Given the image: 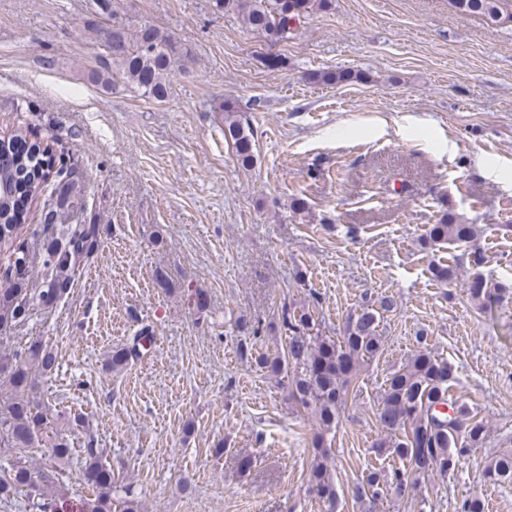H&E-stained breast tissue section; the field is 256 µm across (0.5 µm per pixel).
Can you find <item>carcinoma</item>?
Returning <instances> with one entry per match:
<instances>
[{
	"label": "carcinoma",
	"mask_w": 512,
	"mask_h": 512,
	"mask_svg": "<svg viewBox=\"0 0 512 512\" xmlns=\"http://www.w3.org/2000/svg\"><path fill=\"white\" fill-rule=\"evenodd\" d=\"M333 0H211L218 13L233 12L262 35L275 29L280 40L307 23L309 17L328 9ZM507 0H457L453 8L463 16L476 15L492 28L512 22V11L505 9ZM102 40L112 42V54L98 59V65L88 70L93 84L106 88L130 87L141 96L162 101L170 91V75L181 69L183 51L173 37L144 25L137 30L125 24H113L112 29L97 32ZM312 79L324 84L362 81L364 76L349 70L322 71ZM224 112V139L229 143L244 170L252 167L255 139L249 124L242 122L236 103L227 99L220 107ZM29 156L0 158V246L13 241L19 218L12 206L17 186L29 183L32 194L46 196L43 223L56 224L59 232L43 243L41 268L44 289L39 301L57 302L69 293L74 274L81 261L99 247L107 228L99 224H69L71 210L82 206V183L75 169L60 161L56 170L46 169L35 175L39 145ZM479 228L458 216L443 213L430 225L421 245L431 249L441 244L454 245L474 241ZM24 265L0 277V332L26 320L33 306L27 277L33 261L23 257ZM468 298L479 310L496 302L512 298V285L491 281L481 273L472 274L467 287ZM393 309L388 297L376 305L360 307L347 321L341 339L325 336L320 330L314 311L282 307L278 313L280 328L286 334L283 351L261 353L256 365L266 374L287 381L289 397L315 420L319 432L311 442L312 462L308 482L325 508L336 512V481L327 435L336 430L340 410L348 402L349 391L360 368L375 358L382 348L379 326L383 314ZM150 326H142L125 347L114 351L107 367L120 371L138 360L151 342ZM56 355L50 346L34 341L24 348L9 349L0 345V386L11 388L12 394L3 400L0 413V448L15 453L11 467L0 472V496L8 498L17 490L33 488L38 501L33 507L39 512H142L141 501L122 496L112 484V468L103 462L105 450L94 440L85 443L82 465L84 483L92 494L71 499L68 489L50 475L35 483V468L27 451L43 440L48 430V409L36 397L26 396L35 387L36 378L55 371ZM455 381L453 366L435 356L427 347L414 351L401 367L390 373L378 399L376 416L383 435L375 443L378 455L397 457L409 463V468L390 472L371 471L355 495L362 512H376L377 503L394 493L404 496L411 477L434 471L443 475L455 473L461 460L472 449L483 446L489 436L488 426L464 403L448 401V391ZM448 402L450 412L444 416L436 410ZM51 455L62 467L69 464L73 452L71 443L55 433L49 439ZM484 477L493 483L512 482V449L505 450L489 461Z\"/></svg>",
	"instance_id": "obj_1"
}]
</instances>
